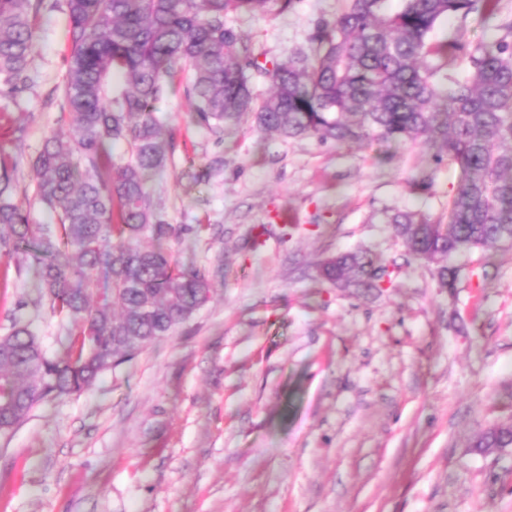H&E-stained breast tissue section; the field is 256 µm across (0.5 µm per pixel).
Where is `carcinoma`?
<instances>
[{
	"label": "carcinoma",
	"mask_w": 512,
	"mask_h": 512,
	"mask_svg": "<svg viewBox=\"0 0 512 512\" xmlns=\"http://www.w3.org/2000/svg\"><path fill=\"white\" fill-rule=\"evenodd\" d=\"M342 2L317 19L307 48L262 62L229 17L283 14L294 0H0V98L16 106L35 84L39 17L65 9V80L50 103L72 127L45 137L33 160L36 200L57 212L55 228L30 223L0 152V255L19 273L29 253L38 257L36 305L58 324L52 351L34 318L0 336V436L38 404L86 391L209 301L205 272L140 246L207 230L167 223L149 187L175 148L162 138L156 103L180 86L209 133L250 116L285 138L438 147L458 168L448 213L387 209L383 217L409 255L437 264L440 288L456 287L458 255L512 246V13L500 0ZM473 16L495 37L468 41ZM445 19L457 25L439 40ZM256 76L271 86L263 98ZM116 144L124 155L114 156ZM382 268L376 254L356 249L327 258L320 275L378 290ZM511 446L512 427L499 426L472 444L481 453Z\"/></svg>",
	"instance_id": "carcinoma-1"
}]
</instances>
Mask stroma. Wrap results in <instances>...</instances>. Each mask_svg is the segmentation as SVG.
I'll return each mask as SVG.
<instances>
[{"instance_id": "1", "label": "stroma", "mask_w": 512, "mask_h": 512, "mask_svg": "<svg viewBox=\"0 0 512 512\" xmlns=\"http://www.w3.org/2000/svg\"><path fill=\"white\" fill-rule=\"evenodd\" d=\"M339 7L297 0L233 25L281 58ZM67 32L65 11L45 15L34 88L18 107L0 99V118L27 128L5 149L36 224L57 221L35 201L32 161L59 125L45 99L64 81ZM156 108L176 148L151 188L168 223L208 227L165 248L208 272L212 298L0 439V512H512V447H472L512 426V248L466 253L450 290L383 222L387 208L447 212L456 165L429 146L285 139L248 117L206 133L179 95ZM422 170L429 197L410 190ZM358 248L394 269L393 288L320 278L325 257ZM34 296L0 258V335L35 315L53 346Z\"/></svg>"}]
</instances>
